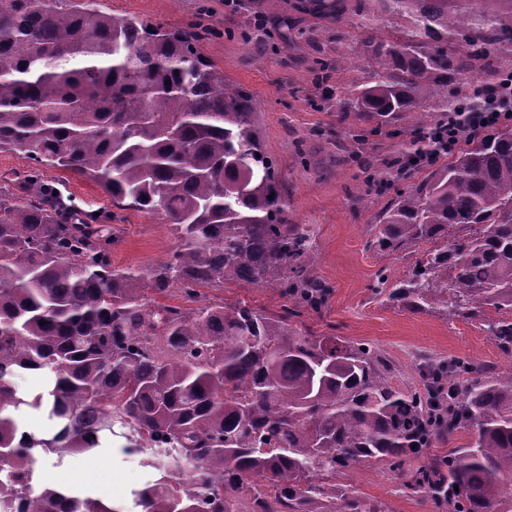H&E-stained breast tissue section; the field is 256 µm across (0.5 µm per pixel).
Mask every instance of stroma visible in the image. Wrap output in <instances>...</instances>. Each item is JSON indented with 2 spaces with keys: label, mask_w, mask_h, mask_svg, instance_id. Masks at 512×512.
<instances>
[{
  "label": "stroma",
  "mask_w": 512,
  "mask_h": 512,
  "mask_svg": "<svg viewBox=\"0 0 512 512\" xmlns=\"http://www.w3.org/2000/svg\"><path fill=\"white\" fill-rule=\"evenodd\" d=\"M289 3L244 0L241 8L233 9L224 0H93L92 6L118 19L205 29L203 55L223 70L226 81L250 93L264 149L276 162L288 221L312 229L315 273L333 287L327 307L302 316L301 329L373 343L393 365L392 383L398 387L414 385L417 366L426 358H465L499 369L512 366L477 323L448 320L438 313L414 314L370 297L369 285L380 266H389L397 279L413 260L396 254L385 258L367 245L369 228L388 201L372 179L396 170L404 140L382 131L350 145L361 122L348 102L373 76L353 48L373 30L402 36L409 18L349 13L339 22L308 16L292 30L271 24V17L285 13ZM323 60L339 63V70L323 74ZM43 177L48 182L62 180L63 197L77 214L112 207L111 198L92 181L53 168L44 169ZM111 226L119 239L112 250L113 267L146 268L170 257L175 248L168 224L158 217L122 209ZM219 295L225 303L244 302L271 316L279 315L285 305L273 288L240 281L226 284ZM122 444V438H113L111 447L87 462L69 461L66 471L75 483L88 467L111 472L113 505L128 512L130 492L144 485L149 470L139 457L122 454ZM342 482L387 502L392 512H432L420 501L403 497L401 475L381 464L356 466Z\"/></svg>",
  "instance_id": "obj_1"
}]
</instances>
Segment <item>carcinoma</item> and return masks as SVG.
<instances>
[{
  "label": "carcinoma",
  "instance_id": "obj_1",
  "mask_svg": "<svg viewBox=\"0 0 512 512\" xmlns=\"http://www.w3.org/2000/svg\"><path fill=\"white\" fill-rule=\"evenodd\" d=\"M62 2L0 0V149L163 217L176 246L162 263L118 270L117 239L91 227L100 217L74 223L39 175L0 193V512H122L39 484L34 468L38 455L60 465L112 436L153 471L131 491L134 512H390L336 482L367 462L402 473L404 496L433 512H512V368L425 359L418 386L400 389L373 346L293 327L322 312L331 287L313 272L310 231L288 223L250 94L202 55L199 30ZM366 2L293 8L340 20ZM376 2L411 27L357 45L373 67L355 97L360 120L408 137V178L426 146L450 160L396 189L371 225L384 255L431 245L400 279L381 267L371 293L475 320L511 359L512 131L477 132L452 151L446 133L462 104L448 87L512 43V0ZM500 77L486 68L472 108ZM430 100L421 125L397 127ZM237 281L277 290L284 314L200 303L201 288ZM34 371L47 405L15 381ZM32 415L55 432L16 440Z\"/></svg>",
  "mask_w": 512,
  "mask_h": 512
}]
</instances>
